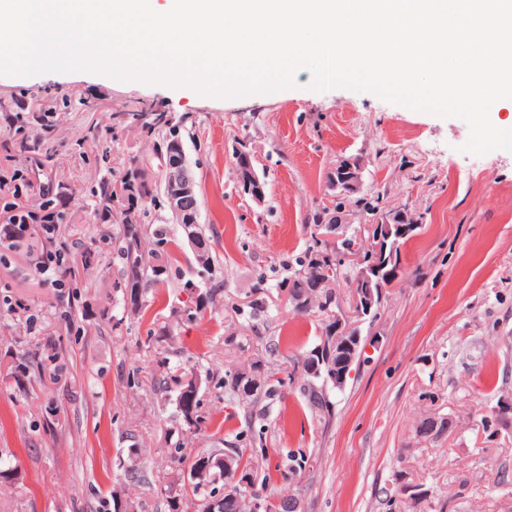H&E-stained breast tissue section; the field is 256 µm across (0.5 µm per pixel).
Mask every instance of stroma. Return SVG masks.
<instances>
[{"label":"stroma","mask_w":512,"mask_h":512,"mask_svg":"<svg viewBox=\"0 0 512 512\" xmlns=\"http://www.w3.org/2000/svg\"><path fill=\"white\" fill-rule=\"evenodd\" d=\"M310 81L221 99L92 72L0 76V174L11 180L0 210L19 190L38 212L41 188L58 189L56 239L88 257L61 291L36 266L48 242L0 250V369L28 350L60 353L63 368L61 384L25 394L0 384V512H170L160 489L182 485L181 455L245 427L220 377L259 356L286 368L319 342V318L294 311L285 280L305 269L314 240L362 235L354 205L336 231L316 222L336 204L325 176L343 157L361 160L365 198L409 207L421 227L377 317L360 327L365 348L345 387L329 392L330 424L309 417L295 374L273 404L259 467L303 512H389L400 470L428 491L413 512H512V420L484 426L512 407V152H462L459 119L370 93H319ZM160 113L165 125L143 127ZM173 130L216 257L207 269L160 191L158 147ZM242 150L263 203L239 187ZM134 168L151 190L132 205L145 252L171 257L135 309L118 287L114 242ZM106 181L118 192L108 217ZM190 363L216 375L201 385L207 422L196 433L165 384ZM433 415L450 420L447 434L417 436ZM291 453L303 460L294 473L281 466Z\"/></svg>","instance_id":"1"}]
</instances>
